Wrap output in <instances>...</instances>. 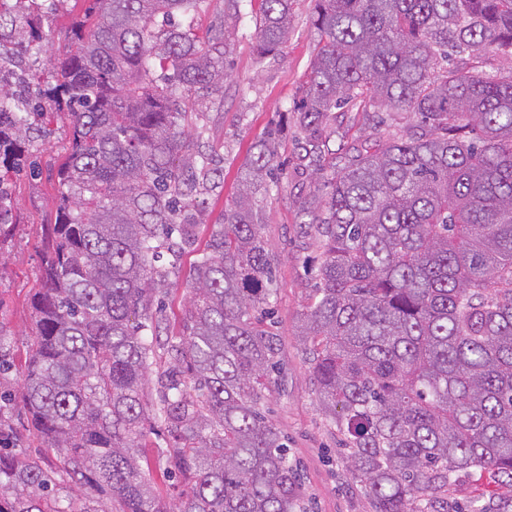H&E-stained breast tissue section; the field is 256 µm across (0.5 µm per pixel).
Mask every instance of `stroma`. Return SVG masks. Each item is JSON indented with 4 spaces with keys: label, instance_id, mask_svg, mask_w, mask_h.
I'll return each mask as SVG.
<instances>
[{
    "label": "stroma",
    "instance_id": "1",
    "mask_svg": "<svg viewBox=\"0 0 512 512\" xmlns=\"http://www.w3.org/2000/svg\"><path fill=\"white\" fill-rule=\"evenodd\" d=\"M87 0H57L49 26L52 40L62 44L72 22L83 16ZM313 0H294L288 40L273 57L259 58L257 34L252 19L230 24L226 66L231 75L224 85L220 105L200 113L207 129L208 149L224 171V183L202 192L204 201L196 242L179 258L169 277L168 288L158 295L170 335L185 331L183 310L189 297V273L216 223L237 195V170L251 153L253 144L271 127L281 126L279 186L262 196V232L274 255V273L279 284L275 297L274 331L280 339V368L265 403L269 420L284 437L290 459L296 461L302 483L305 512H374L370 498L350 473L334 427L321 411L305 355L297 339V325L315 284L308 273V259L320 256L322 239L307 225L302 214L305 201L317 196L311 176L298 166L302 133L292 107L308 80L316 40L312 26ZM54 49L26 57L24 70H48L55 62ZM69 118L66 113L48 116L51 135L30 145V159L39 168L32 176L21 171L10 186L13 227L0 249V328L14 364L0 374V393L15 392L21 385L25 361L33 344L31 297L42 277L41 227L55 221L57 182L52 165L70 153ZM416 120L406 112H363L348 105L337 110L326 136L331 149L375 146L409 135ZM140 451V465L153 489L165 501L178 499L185 488L180 475L167 471L156 448L172 447V437L163 429L147 431ZM453 504H482L495 497L501 505L512 504V486L497 473L459 477L448 493Z\"/></svg>",
    "mask_w": 512,
    "mask_h": 512
}]
</instances>
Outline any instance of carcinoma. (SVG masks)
I'll use <instances>...</instances> for the list:
<instances>
[{"instance_id":"1","label":"carcinoma","mask_w":512,"mask_h":512,"mask_svg":"<svg viewBox=\"0 0 512 512\" xmlns=\"http://www.w3.org/2000/svg\"><path fill=\"white\" fill-rule=\"evenodd\" d=\"M204 0H91L51 79L0 83V245L10 175L68 113L56 223L42 225L35 348L18 399L40 439L0 416V512H300L299 478L265 417L278 336L253 315L277 286L255 194L277 131L240 167L239 192L193 266L187 334L161 339L153 296L194 243L200 188L223 176L191 122L223 92L224 26ZM259 55L280 49L293 0H259ZM315 56L295 109L325 242L298 334L317 399L374 512H448L458 476L512 483V0H314ZM41 8L0 9V62L51 42ZM408 112L419 130L341 166L323 131L349 102ZM174 360L157 376L149 359ZM175 439L157 455L191 479L169 507L137 460L149 412ZM56 469L45 468L49 455ZM202 9L195 18V23L202 30L211 25H220L223 23L224 0H205Z\"/></svg>"}]
</instances>
